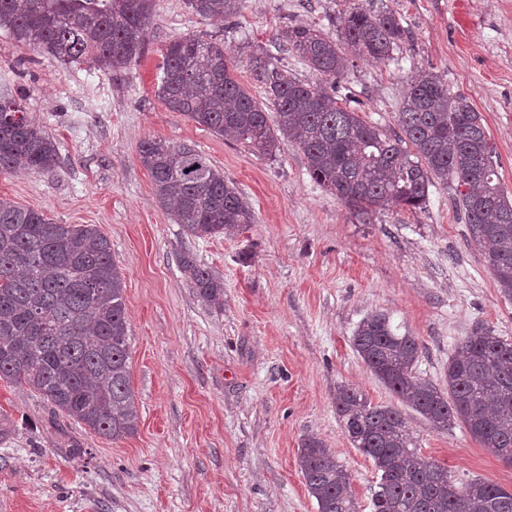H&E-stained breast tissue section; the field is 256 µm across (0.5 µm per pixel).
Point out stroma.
Instances as JSON below:
<instances>
[{"label": "stroma", "instance_id": "stroma-1", "mask_svg": "<svg viewBox=\"0 0 512 512\" xmlns=\"http://www.w3.org/2000/svg\"><path fill=\"white\" fill-rule=\"evenodd\" d=\"M350 0H243L224 21L188 0H155L145 53L122 72L66 64L0 31V84L53 137L50 174L0 172V197L59 224H93L124 277L136 433L109 440L54 411L27 386L0 380V512H318L298 465L304 437L347 468L362 512L379 474L345 435L334 398L350 385L394 403L352 346L377 311L418 337L420 377L442 383L457 343L478 327L512 342V301L449 200L429 188L425 211L356 215L311 179L291 142L275 156L224 139L170 110L158 95L161 50L188 34L223 39L239 82L264 101L250 65L285 26L337 37ZM390 10L409 33L398 61L355 60L337 90L368 123L389 131L409 77L441 75L480 112L512 194V0H357ZM194 145L252 207L242 232L192 238L157 202L137 159L140 142ZM224 278V307L190 287L176 256ZM404 415L423 455L457 481L512 489V464L481 448L463 424L435 429Z\"/></svg>", "mask_w": 512, "mask_h": 512}]
</instances>
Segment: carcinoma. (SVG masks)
<instances>
[{"mask_svg":"<svg viewBox=\"0 0 512 512\" xmlns=\"http://www.w3.org/2000/svg\"><path fill=\"white\" fill-rule=\"evenodd\" d=\"M243 0H189L203 19H229ZM154 0H0V30L60 61L100 70L126 69L142 57ZM407 32L391 10L355 4L338 17V37L303 25L277 39L331 85L304 83L267 53L252 58L275 106V120L234 77L224 40L192 34L162 49L158 94L164 104L213 134L244 141L263 155L280 140L298 144L311 179L359 215L395 205L421 210L428 187L450 185L451 201L484 248L502 296L512 300V197L500 182L482 116L452 94L441 75L419 69L386 133L336 97V79L356 59H394ZM138 160L175 223L199 239L254 223L233 182L189 144L147 139ZM56 141L25 116L0 87V172L23 166L51 173ZM180 265L202 301L224 307L223 277L184 252ZM124 281L110 241L93 224H56L0 198V380L26 385L56 410L111 440L137 430L130 387ZM353 348L370 371L435 428L462 423L484 448L512 459V343L478 328L448 358L445 388L416 375L418 339L397 334L373 312L358 325ZM336 414L352 445L380 473L372 512H512V490L473 478L457 483L423 456L399 408L374 404L345 386ZM299 464L318 512H359L346 469L316 437L299 448Z\"/></svg>","mask_w":512,"mask_h":512,"instance_id":"obj_1","label":"carcinoma"}]
</instances>
